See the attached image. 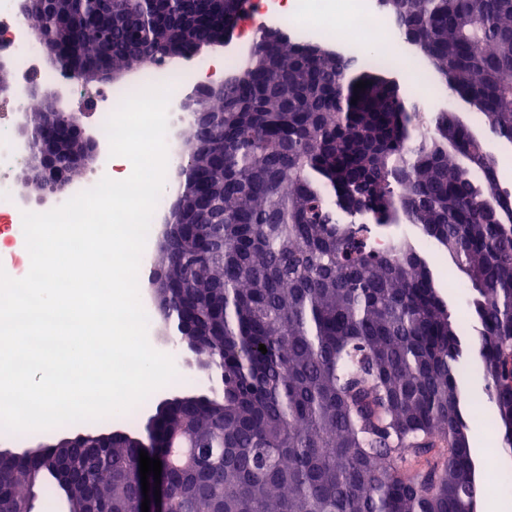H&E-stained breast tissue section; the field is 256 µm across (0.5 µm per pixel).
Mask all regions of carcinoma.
<instances>
[{
  "mask_svg": "<svg viewBox=\"0 0 512 512\" xmlns=\"http://www.w3.org/2000/svg\"><path fill=\"white\" fill-rule=\"evenodd\" d=\"M487 135L512 144V0H378ZM242 0H58L32 29L85 16L80 64H160L229 32ZM257 50L205 93V129L175 198L159 268L178 290L181 335L220 375V396L179 397L159 422L170 512H468L482 494L463 414L466 325L448 309L407 223L463 274L473 350L512 449V192L484 139L378 75L371 52L299 44L261 27ZM367 83L365 88L356 83ZM40 121L51 103L30 94ZM356 103H351V100ZM265 345L267 353L259 351ZM200 439L191 467L166 463ZM57 478L58 448H38ZM140 449L68 450L72 512H137ZM0 512L32 493L0 460Z\"/></svg>",
  "mask_w": 512,
  "mask_h": 512,
  "instance_id": "cac0c4a2",
  "label": "carcinoma"
}]
</instances>
